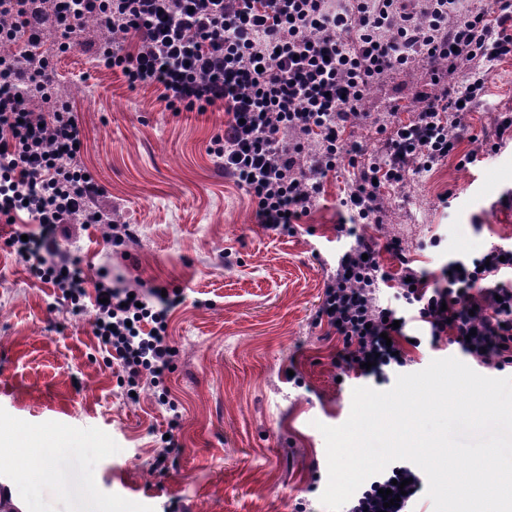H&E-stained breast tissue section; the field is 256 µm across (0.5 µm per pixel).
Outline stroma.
I'll use <instances>...</instances> for the list:
<instances>
[{"mask_svg": "<svg viewBox=\"0 0 512 512\" xmlns=\"http://www.w3.org/2000/svg\"><path fill=\"white\" fill-rule=\"evenodd\" d=\"M95 25L59 53L47 26L41 50L60 76L83 142V161L104 189L102 203L135 236L114 247L106 227L89 224L60 236L93 290L102 265L113 281L145 282L181 293L170 313L177 348L165 384L182 414L174 430L181 451L164 472L161 452L169 414L150 386L129 398L121 365L93 334L92 307L73 312L31 262L6 244L15 232L39 234L18 216L0 220V495L18 512H72L74 494L39 482L20 445L44 437L46 466L83 481L78 494L99 512H326V444L320 425L338 426L365 379L336 361L342 343L314 318L326 264L350 245L341 201L358 171L341 165L322 180L310 213L292 232L258 223L250 197L224 174L210 141L224 127L214 110L169 112L157 88L130 89L97 68ZM428 66L394 69L371 86L370 123L353 139L379 147L378 126L407 120L415 93H437ZM512 114V59L494 63L484 94L465 119L455 149L430 169L411 170L404 187H385L384 220L362 225L378 242L400 241L414 269L436 283L448 259L493 246L512 248V139L500 144L503 113ZM476 154L475 164L460 159ZM91 436L103 455L65 453Z\"/></svg>", "mask_w": 512, "mask_h": 512, "instance_id": "1", "label": "stroma"}]
</instances>
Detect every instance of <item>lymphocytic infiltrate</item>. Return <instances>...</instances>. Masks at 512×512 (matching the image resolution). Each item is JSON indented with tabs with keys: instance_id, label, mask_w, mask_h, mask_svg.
Masks as SVG:
<instances>
[{
	"instance_id": "f902f5d3",
	"label": "lymphocytic infiltrate",
	"mask_w": 512,
	"mask_h": 512,
	"mask_svg": "<svg viewBox=\"0 0 512 512\" xmlns=\"http://www.w3.org/2000/svg\"><path fill=\"white\" fill-rule=\"evenodd\" d=\"M49 21L63 52L94 23L98 66L132 87L157 85L167 111H223L211 151L251 197L259 224L276 234L307 215L321 179L344 154L361 163L345 207L355 223H382V184L402 185L410 170L447 158L455 129L486 88L487 69L456 89L449 78L457 65L512 58V0L475 10L461 9L459 0H0V217L22 209L44 226L39 240L11 243L20 256L36 258L41 279L75 309L85 291L70 252L57 245L59 231L103 224L115 246L132 231L101 204L104 190L87 174L78 123L39 50ZM418 62L429 65L440 94L417 91L413 117L397 122L378 150L345 141L349 128L369 118L360 109L367 88ZM312 134L322 149L303 166L302 139ZM344 233L353 243L326 273L317 319L341 339L345 365L357 376L382 385L406 367L402 342L413 322L427 324L430 343L447 340L500 371L512 366V280L503 276L512 269L511 248L450 258L431 288L398 240L382 246L398 262L391 273L375 259L381 246L354 226ZM389 281L399 303L384 307L376 292ZM94 292V334L121 361L124 386L132 393L150 384L178 427L181 414L164 384L176 355L168 336L173 299L157 286L113 287L106 271ZM396 480L406 493L385 506L381 492ZM423 489L416 465L398 460L345 512H414Z\"/></svg>"
}]
</instances>
